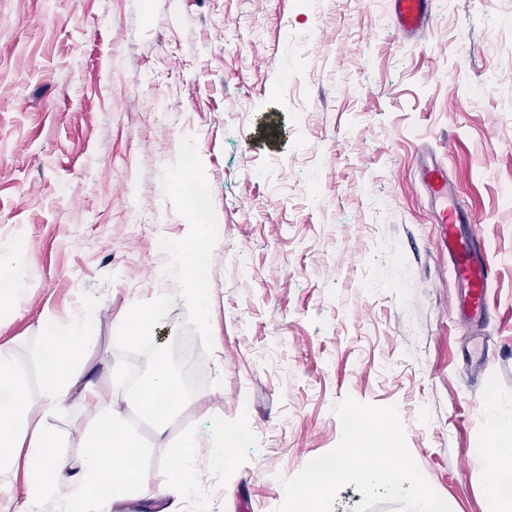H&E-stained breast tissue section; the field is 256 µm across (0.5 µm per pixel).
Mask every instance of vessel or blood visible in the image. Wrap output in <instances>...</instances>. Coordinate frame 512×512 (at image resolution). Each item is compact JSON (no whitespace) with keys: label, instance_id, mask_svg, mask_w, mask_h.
<instances>
[{"label":"vessel or blood","instance_id":"b4317fda","mask_svg":"<svg viewBox=\"0 0 512 512\" xmlns=\"http://www.w3.org/2000/svg\"><path fill=\"white\" fill-rule=\"evenodd\" d=\"M430 0H390V16L397 29L412 35L423 29L429 20ZM423 183L429 197L439 201L437 222L441 226L438 244L451 259L459 298L457 312L473 327L488 322L487 290L495 277L496 264L480 243L477 233L462 235L461 225L476 223V216L464 213L448 193V174L438 164L424 166Z\"/></svg>","mask_w":512,"mask_h":512}]
</instances>
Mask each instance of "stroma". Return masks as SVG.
Listing matches in <instances>:
<instances>
[{
  "label": "stroma",
  "mask_w": 512,
  "mask_h": 512,
  "mask_svg": "<svg viewBox=\"0 0 512 512\" xmlns=\"http://www.w3.org/2000/svg\"><path fill=\"white\" fill-rule=\"evenodd\" d=\"M193 158L223 230L207 318L169 242L203 229L177 175ZM445 167L498 270L471 327L420 177ZM512 0H431L415 39L388 0H0V248L27 253L0 339L34 369L41 337L89 323L100 360L145 372L195 337L206 396L166 447L152 432L140 512L194 438L176 512H275L283 479L333 449L344 398L395 404L451 512H496L477 449L489 401L512 411ZM140 224H132V212ZM162 299L138 346L137 302ZM249 427L214 470L215 423Z\"/></svg>",
  "instance_id": "35a3bbf8"
}]
</instances>
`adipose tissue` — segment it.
<instances>
[{
  "label": "adipose tissue",
  "mask_w": 512,
  "mask_h": 512,
  "mask_svg": "<svg viewBox=\"0 0 512 512\" xmlns=\"http://www.w3.org/2000/svg\"><path fill=\"white\" fill-rule=\"evenodd\" d=\"M95 333L86 322L70 323L64 336L41 339L35 359L37 379H30L14 348L0 345V473L21 474L30 506L55 498L63 502L91 499L96 512H112L116 503L130 499L146 475L140 466L142 444L135 429L112 409V397L122 394L132 412L163 440L172 421L188 405L168 363L155 359L141 390L117 389L114 367L94 355ZM94 405L93 423L86 427L84 452L78 467H71L61 452L55 419L75 416V403ZM489 444L477 455L493 477L486 492L499 512H512V415L497 404L485 409ZM194 439L169 467L144 512H174L176 501L188 496L194 484Z\"/></svg>",
  "instance_id": "obj_1"
}]
</instances>
